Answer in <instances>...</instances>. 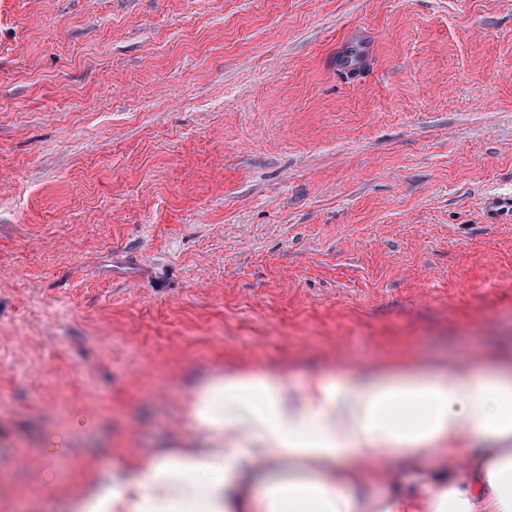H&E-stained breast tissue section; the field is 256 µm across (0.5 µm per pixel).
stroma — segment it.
<instances>
[{
	"instance_id": "35a3bbf8",
	"label": "stroma",
	"mask_w": 512,
	"mask_h": 512,
	"mask_svg": "<svg viewBox=\"0 0 512 512\" xmlns=\"http://www.w3.org/2000/svg\"><path fill=\"white\" fill-rule=\"evenodd\" d=\"M512 0H0V467L188 437L210 372L512 353ZM75 430L43 479L49 432Z\"/></svg>"
}]
</instances>
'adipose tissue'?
Masks as SVG:
<instances>
[{
    "label": "adipose tissue",
    "mask_w": 512,
    "mask_h": 512,
    "mask_svg": "<svg viewBox=\"0 0 512 512\" xmlns=\"http://www.w3.org/2000/svg\"><path fill=\"white\" fill-rule=\"evenodd\" d=\"M192 434L73 491L69 512H512V360L350 367L298 383L249 367L189 395ZM389 462L377 465L379 453ZM415 471L392 494L396 462Z\"/></svg>",
    "instance_id": "obj_1"
}]
</instances>
